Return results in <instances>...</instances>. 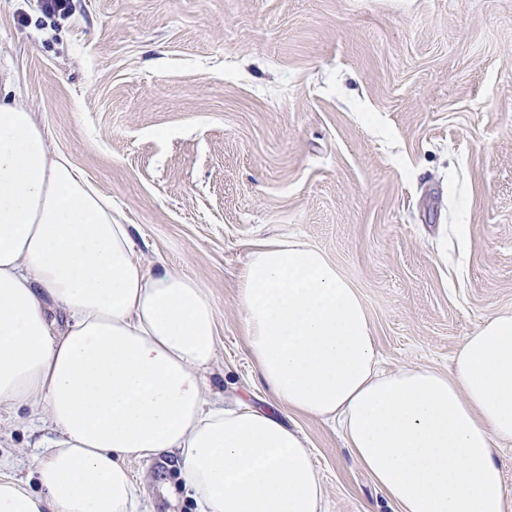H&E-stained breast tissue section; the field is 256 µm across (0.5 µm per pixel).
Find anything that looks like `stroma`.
I'll use <instances>...</instances> for the list:
<instances>
[{"instance_id":"35a3bbf8","label":"stroma","mask_w":512,"mask_h":512,"mask_svg":"<svg viewBox=\"0 0 512 512\" xmlns=\"http://www.w3.org/2000/svg\"><path fill=\"white\" fill-rule=\"evenodd\" d=\"M21 105L217 313L215 398L289 419L328 512H395L329 422L261 386L237 286L253 242L326 252L382 364L448 371L512 310V0H0ZM49 424L0 407V456L36 490ZM128 468L149 512H196L174 456Z\"/></svg>"}]
</instances>
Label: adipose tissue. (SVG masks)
Returning <instances> with one entry per match:
<instances>
[{
    "label": "adipose tissue",
    "instance_id": "1",
    "mask_svg": "<svg viewBox=\"0 0 512 512\" xmlns=\"http://www.w3.org/2000/svg\"><path fill=\"white\" fill-rule=\"evenodd\" d=\"M20 93L17 73L0 71V405L54 434L38 491L0 459V512H148L127 463L168 454L198 512H327L305 439L210 395L205 289L144 258ZM237 301L272 399L335 422L397 512H512L496 460L512 447V313L466 337L452 374L385 370L357 288L289 238L253 246Z\"/></svg>",
    "mask_w": 512,
    "mask_h": 512
}]
</instances>
